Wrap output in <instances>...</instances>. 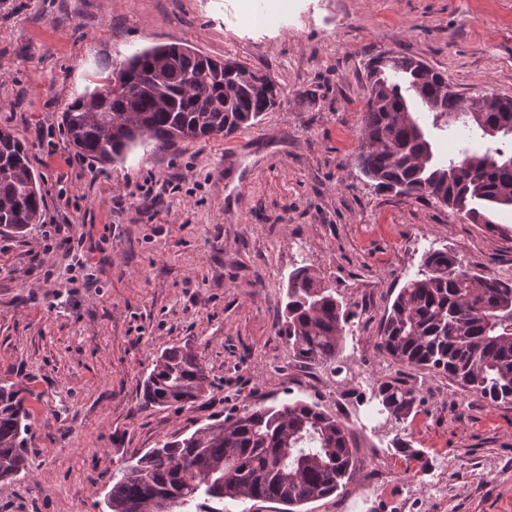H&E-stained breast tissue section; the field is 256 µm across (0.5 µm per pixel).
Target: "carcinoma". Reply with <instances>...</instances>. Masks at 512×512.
<instances>
[{"mask_svg":"<svg viewBox=\"0 0 512 512\" xmlns=\"http://www.w3.org/2000/svg\"><path fill=\"white\" fill-rule=\"evenodd\" d=\"M171 45L135 53L114 78L62 114L69 144L97 162L120 160L151 140L174 144L247 128L277 104L281 90L270 74L224 62L184 45L165 62ZM368 94L358 164L377 186L431 199L474 224L500 229L490 211L512 208V155L500 148L467 147L443 160L413 116L432 113V126L460 124L469 137L512 138V98L475 112L465 96L450 93L445 76L406 56L376 58L368 66ZM44 200L28 150L0 128V228L15 234L40 221ZM286 335L296 359L336 365L350 320L329 288L305 268L289 278ZM378 349L392 360L442 373L492 404L512 403V279L482 275L443 250L423 257L422 269L400 288L380 328ZM210 385L197 355L172 346L156 358L144 383L149 401L184 405ZM23 388L0 381V482L24 470L30 415ZM415 392L393 382L373 385L365 403L401 425ZM348 430L316 403L244 408L235 416L147 451L120 469L106 495L107 512H219L222 503L275 501L295 507L326 498L350 477Z\"/></svg>","mask_w":512,"mask_h":512,"instance_id":"obj_1","label":"carcinoma"}]
</instances>
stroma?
<instances>
[{
  "instance_id": "stroma-1",
  "label": "stroma",
  "mask_w": 512,
  "mask_h": 512,
  "mask_svg": "<svg viewBox=\"0 0 512 512\" xmlns=\"http://www.w3.org/2000/svg\"><path fill=\"white\" fill-rule=\"evenodd\" d=\"M170 43L270 73L280 105L232 135L110 165L78 154L62 113L135 52ZM381 54L421 60L466 96L512 97V0H0V127L25 143L44 198L39 223L0 232V379L23 383L32 423L0 512H103L113 476L150 448L298 399L342 420L355 454L346 486L301 512H512V404L377 349L428 251L512 270L511 210L490 231L379 190L358 166L367 64ZM299 267L362 306L342 366L416 392L405 437L445 476V497L424 482L404 499L418 463L395 452L394 429L369 406L344 412L336 394L355 382L294 357L281 316ZM185 344L210 391L150 403L156 357ZM372 459L389 482L367 485Z\"/></svg>"
}]
</instances>
